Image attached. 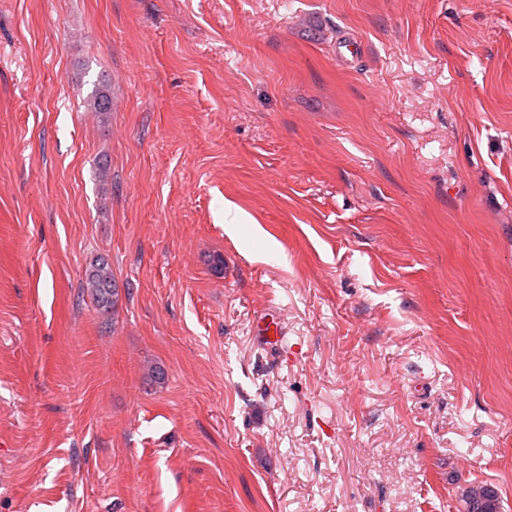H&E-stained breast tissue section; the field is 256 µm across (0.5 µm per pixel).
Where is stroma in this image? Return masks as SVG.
<instances>
[{
    "instance_id": "stroma-1",
    "label": "stroma",
    "mask_w": 512,
    "mask_h": 512,
    "mask_svg": "<svg viewBox=\"0 0 512 512\" xmlns=\"http://www.w3.org/2000/svg\"><path fill=\"white\" fill-rule=\"evenodd\" d=\"M483 483L512 512V0H0V512ZM86 104L89 112H99L101 115L111 112L112 99L104 82L100 80L93 82V90L88 96ZM85 288L99 309L115 311L119 294L112 267L107 260L99 258L92 261L86 270ZM258 323L257 338L265 345L279 346L282 342L284 332L281 322L277 316L271 313L265 314Z\"/></svg>"
}]
</instances>
